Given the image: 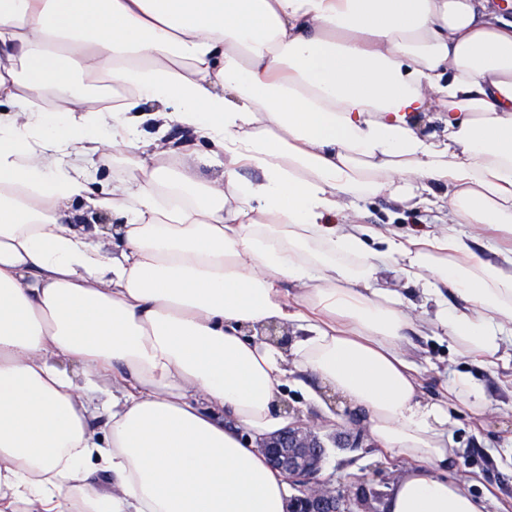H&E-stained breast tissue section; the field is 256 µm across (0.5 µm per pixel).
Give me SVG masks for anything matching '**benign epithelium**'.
<instances>
[{
  "label": "benign epithelium",
  "instance_id": "7a95c632",
  "mask_svg": "<svg viewBox=\"0 0 512 512\" xmlns=\"http://www.w3.org/2000/svg\"><path fill=\"white\" fill-rule=\"evenodd\" d=\"M319 426L296 423L274 435L262 445L269 461L288 477L297 494L289 503V512H353L366 505V490L358 486L341 493L336 485L318 479L325 455Z\"/></svg>",
  "mask_w": 512,
  "mask_h": 512
}]
</instances>
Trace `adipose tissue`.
Listing matches in <instances>:
<instances>
[{
  "instance_id": "1",
  "label": "adipose tissue",
  "mask_w": 512,
  "mask_h": 512,
  "mask_svg": "<svg viewBox=\"0 0 512 512\" xmlns=\"http://www.w3.org/2000/svg\"><path fill=\"white\" fill-rule=\"evenodd\" d=\"M199 143L221 173L201 178ZM113 158L125 176L91 190L86 165ZM381 194L448 221L361 223ZM78 199L122 223L85 230ZM392 257L433 317L375 287ZM272 325L294 341L259 340ZM437 331L486 364L512 342V19L494 0H0V512H286L261 445L288 426L284 387L319 402L308 375L413 460L387 512H485L433 473L451 416L404 342Z\"/></svg>"
}]
</instances>
